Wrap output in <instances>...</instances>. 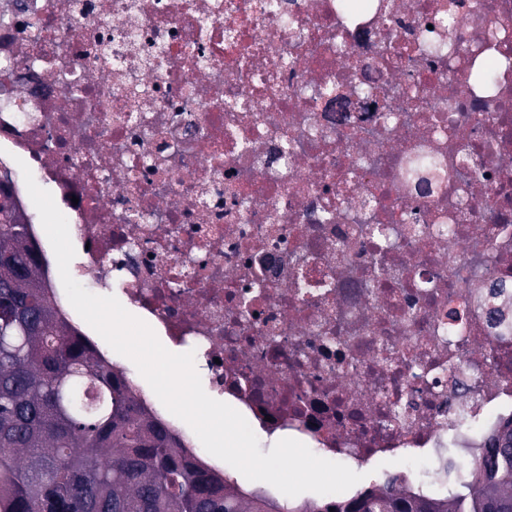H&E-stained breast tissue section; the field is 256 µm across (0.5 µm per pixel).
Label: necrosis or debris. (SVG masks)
<instances>
[{"instance_id":"necrosis-or-debris-1","label":"necrosis or debris","mask_w":512,"mask_h":512,"mask_svg":"<svg viewBox=\"0 0 512 512\" xmlns=\"http://www.w3.org/2000/svg\"><path fill=\"white\" fill-rule=\"evenodd\" d=\"M266 2L0 0V163L267 434L479 459L512 420V0Z\"/></svg>"}]
</instances>
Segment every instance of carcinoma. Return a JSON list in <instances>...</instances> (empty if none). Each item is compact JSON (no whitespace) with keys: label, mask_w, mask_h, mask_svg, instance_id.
<instances>
[{"label":"carcinoma","mask_w":512,"mask_h":512,"mask_svg":"<svg viewBox=\"0 0 512 512\" xmlns=\"http://www.w3.org/2000/svg\"><path fill=\"white\" fill-rule=\"evenodd\" d=\"M464 488L424 499L383 485L301 507L239 492L68 322L28 219L0 203V512H512V420Z\"/></svg>","instance_id":"carcinoma-1"}]
</instances>
